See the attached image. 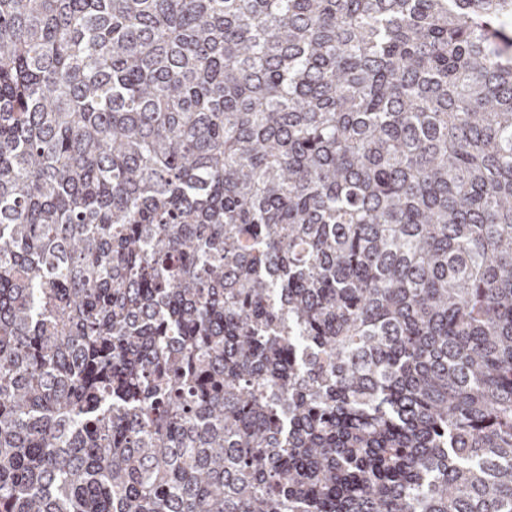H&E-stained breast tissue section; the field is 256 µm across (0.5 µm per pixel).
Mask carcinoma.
Returning a JSON list of instances; mask_svg holds the SVG:
<instances>
[{"instance_id":"obj_1","label":"carcinoma","mask_w":512,"mask_h":512,"mask_svg":"<svg viewBox=\"0 0 512 512\" xmlns=\"http://www.w3.org/2000/svg\"><path fill=\"white\" fill-rule=\"evenodd\" d=\"M512 0H0V512H512Z\"/></svg>"}]
</instances>
